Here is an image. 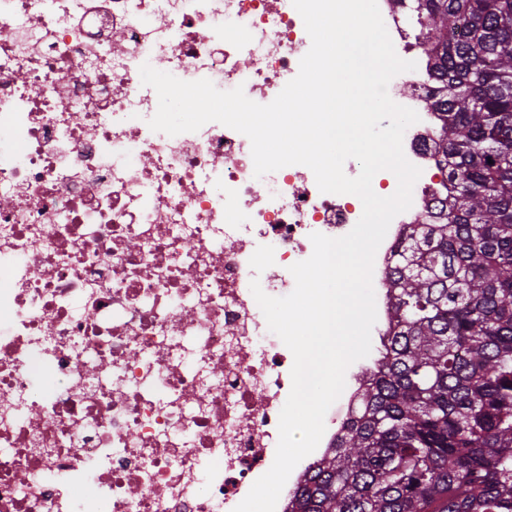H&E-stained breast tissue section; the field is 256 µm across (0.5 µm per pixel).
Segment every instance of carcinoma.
Instances as JSON below:
<instances>
[{
  "instance_id": "cac0c4a2",
  "label": "carcinoma",
  "mask_w": 512,
  "mask_h": 512,
  "mask_svg": "<svg viewBox=\"0 0 512 512\" xmlns=\"http://www.w3.org/2000/svg\"><path fill=\"white\" fill-rule=\"evenodd\" d=\"M424 30L446 202L408 224L390 332L288 512H512V0H398Z\"/></svg>"
}]
</instances>
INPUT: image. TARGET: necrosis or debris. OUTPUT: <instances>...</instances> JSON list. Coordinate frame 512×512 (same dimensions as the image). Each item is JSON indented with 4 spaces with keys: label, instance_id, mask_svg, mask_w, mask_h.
<instances>
[{
    "label": "necrosis or debris",
    "instance_id": "obj_1",
    "mask_svg": "<svg viewBox=\"0 0 512 512\" xmlns=\"http://www.w3.org/2000/svg\"><path fill=\"white\" fill-rule=\"evenodd\" d=\"M378 7L417 64L388 93L420 117L403 150L422 170L375 255L382 337L394 250L441 172L426 61ZM310 46L292 0H0V512H233L271 467L293 355L250 282L290 294L311 234L346 235L362 203L303 165L255 178L249 139L220 123L152 131L140 67L267 104ZM372 371L350 365L317 453Z\"/></svg>",
    "mask_w": 512,
    "mask_h": 512
}]
</instances>
